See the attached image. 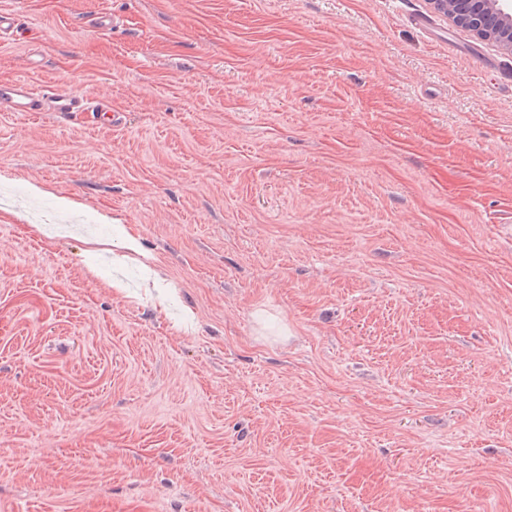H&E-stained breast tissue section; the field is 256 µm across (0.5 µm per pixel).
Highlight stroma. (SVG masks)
I'll list each match as a JSON object with an SVG mask.
<instances>
[{
	"instance_id": "obj_1",
	"label": "stroma",
	"mask_w": 512,
	"mask_h": 512,
	"mask_svg": "<svg viewBox=\"0 0 512 512\" xmlns=\"http://www.w3.org/2000/svg\"><path fill=\"white\" fill-rule=\"evenodd\" d=\"M1 11L0 81L112 119L0 111V512H512V53L428 0ZM50 101L53 104L55 112H74L84 105H89L87 108L92 107L91 112H96V115L101 118L106 116L109 112H112V107L108 104H104L101 101H91L86 98L80 99L77 96H54L50 97Z\"/></svg>"
}]
</instances>
